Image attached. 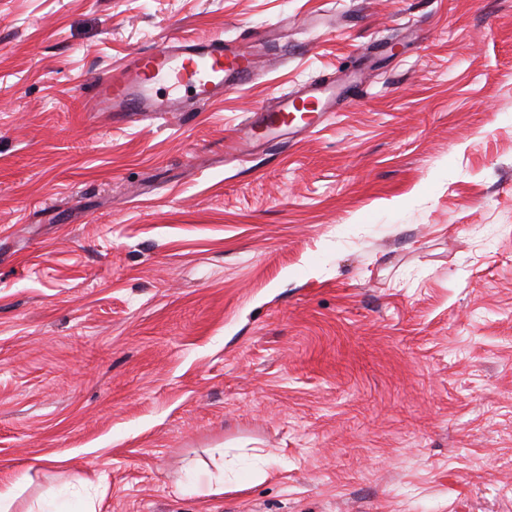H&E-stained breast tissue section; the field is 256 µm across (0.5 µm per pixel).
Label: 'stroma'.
Segmentation results:
<instances>
[{"instance_id": "obj_1", "label": "stroma", "mask_w": 512, "mask_h": 512, "mask_svg": "<svg viewBox=\"0 0 512 512\" xmlns=\"http://www.w3.org/2000/svg\"><path fill=\"white\" fill-rule=\"evenodd\" d=\"M168 33L253 79L92 111ZM26 474L96 512H512V0H0V487ZM299 100L301 102L297 104ZM334 104H336V91L332 82L314 80L300 91L299 98L288 99V95H283L277 98L274 105L262 107L256 111L253 121L257 117L269 132L276 130L306 132L323 122L326 113ZM303 110L306 112H301ZM295 111L300 112L299 117L295 113L294 115L295 120L298 119L301 124L291 126L295 120L288 124V115ZM222 463H215L216 468L221 472L220 477L214 473L207 471L198 474L196 478V492L202 496H214L224 494V451L221 454Z\"/></svg>"}]
</instances>
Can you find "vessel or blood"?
<instances>
[{"instance_id": "vessel-or-blood-1", "label": "vessel or blood", "mask_w": 512, "mask_h": 512, "mask_svg": "<svg viewBox=\"0 0 512 512\" xmlns=\"http://www.w3.org/2000/svg\"><path fill=\"white\" fill-rule=\"evenodd\" d=\"M254 76L250 52L221 38L186 41L174 35L161 38L147 52L134 53L113 66L109 75L93 83V109L111 112L127 120L184 112L241 87ZM168 83L175 94L160 96L157 87ZM336 102L332 83L315 80L298 99L278 97L274 105L257 115L268 130L291 131L289 113H298L300 131L314 129L324 121Z\"/></svg>"}]
</instances>
